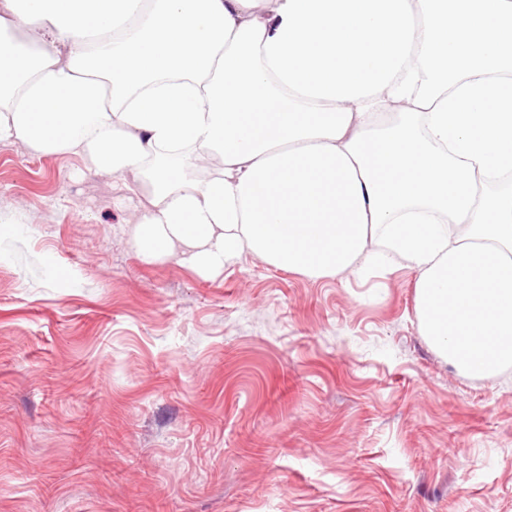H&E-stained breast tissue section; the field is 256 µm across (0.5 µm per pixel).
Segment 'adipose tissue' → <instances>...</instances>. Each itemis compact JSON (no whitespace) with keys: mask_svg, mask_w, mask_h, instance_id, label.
Returning <instances> with one entry per match:
<instances>
[{"mask_svg":"<svg viewBox=\"0 0 512 512\" xmlns=\"http://www.w3.org/2000/svg\"><path fill=\"white\" fill-rule=\"evenodd\" d=\"M16 141L135 175L145 263L402 261L449 364H512V0H0Z\"/></svg>","mask_w":512,"mask_h":512,"instance_id":"obj_1","label":"adipose tissue"}]
</instances>
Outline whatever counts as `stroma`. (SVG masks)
<instances>
[{"label": "stroma", "mask_w": 512, "mask_h": 512, "mask_svg": "<svg viewBox=\"0 0 512 512\" xmlns=\"http://www.w3.org/2000/svg\"><path fill=\"white\" fill-rule=\"evenodd\" d=\"M134 181L0 143V512H512V365L448 364L414 270L147 265Z\"/></svg>", "instance_id": "obj_1"}]
</instances>
